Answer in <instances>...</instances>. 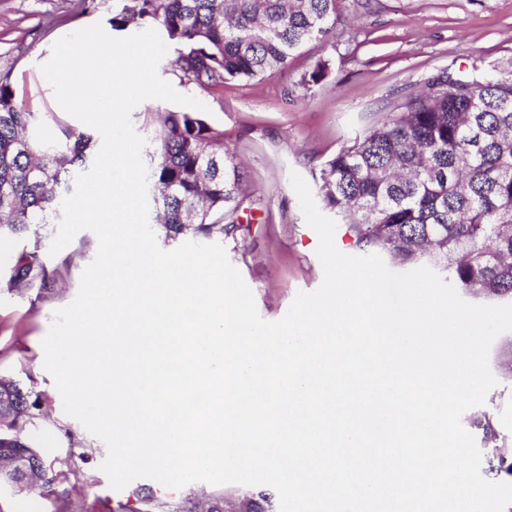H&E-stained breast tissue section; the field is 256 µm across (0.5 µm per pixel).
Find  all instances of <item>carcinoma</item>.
<instances>
[{
  "instance_id": "cac0c4a2",
  "label": "carcinoma",
  "mask_w": 512,
  "mask_h": 512,
  "mask_svg": "<svg viewBox=\"0 0 512 512\" xmlns=\"http://www.w3.org/2000/svg\"><path fill=\"white\" fill-rule=\"evenodd\" d=\"M339 0H119L112 27L161 30L176 47L187 83L217 88L281 72L301 49L328 39ZM61 137L42 141L45 118ZM155 128L150 155L155 208L166 236L222 237L240 227L243 175L224 156V134L190 109L145 113ZM96 141L60 112H30L0 75V239L21 240L32 224H55L70 181L95 156ZM318 194L345 221L355 245L399 263L428 261L483 301L512 299V67L478 74L441 72L406 95L388 117L343 147L319 170ZM55 272L38 240L14 257L9 290L50 287ZM41 398L0 376V479L28 487L36 478L69 480L56 459L17 426L38 418ZM482 429L490 470L512 478L492 421ZM28 467L18 471L16 453ZM139 512H201L202 501L140 496Z\"/></svg>"
}]
</instances>
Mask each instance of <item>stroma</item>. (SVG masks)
Here are the masks:
<instances>
[{
	"instance_id": "stroma-1",
	"label": "stroma",
	"mask_w": 512,
	"mask_h": 512,
	"mask_svg": "<svg viewBox=\"0 0 512 512\" xmlns=\"http://www.w3.org/2000/svg\"><path fill=\"white\" fill-rule=\"evenodd\" d=\"M116 6V0H94L86 10L79 0H0V73L10 75L17 98L30 111L52 105L40 66L53 44L93 23H108ZM341 9L333 38L308 45L288 69L271 76L229 81L212 91L181 80L171 66L174 52L158 66L174 89L208 106L207 122L223 131L226 155L242 166L243 229L222 245L267 321L281 319L298 292L314 291L323 280L319 237L305 221L291 172L314 183L326 160L382 122L433 74L512 62V0H343ZM321 60L328 63L324 79L303 86V75ZM97 244L95 234L84 230L49 258L58 272L53 288L19 294L0 287V375L40 394L42 414L25 432L79 477L72 484L51 483L40 496L2 488L0 512H131L142 488L173 502L217 491L237 502L257 494L254 486L202 481L170 489L149 478L119 491L110 487L100 469L107 446L64 413L41 346L55 310L76 298ZM489 364L498 383L483 405L463 414L461 424L483 443L473 419L486 414L500 443L512 448V332L496 338Z\"/></svg>"
}]
</instances>
